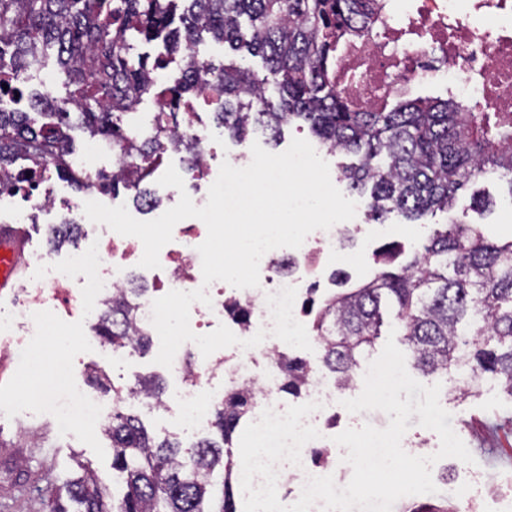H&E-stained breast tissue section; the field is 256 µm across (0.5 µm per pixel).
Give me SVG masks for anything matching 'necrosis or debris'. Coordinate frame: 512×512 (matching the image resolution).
Segmentation results:
<instances>
[{
	"mask_svg": "<svg viewBox=\"0 0 512 512\" xmlns=\"http://www.w3.org/2000/svg\"><path fill=\"white\" fill-rule=\"evenodd\" d=\"M385 24L376 37L358 38L340 33L331 78L345 87L352 107L362 111L383 110L390 99L407 97L415 87L426 86L448 91L450 96L490 112L512 113V0H383ZM106 168L100 161L81 165L87 186L83 198L55 199L49 193L32 191L17 194L19 215L31 210H65L71 222L83 229L82 244L66 259L43 252L33 258L35 277L22 288L10 312H0V340L14 342L33 352V364L51 363L54 373L66 382L70 401L66 406L50 405L52 413H65L83 427L98 431L111 418L117 402L75 383L71 353L46 361L43 340L45 321H53L64 332L97 319L106 301L125 288L138 271L143 255L141 241L120 235L104 224L90 221L84 213L86 201H102L98 175ZM339 226L307 236L297 249L278 248L267 252L259 265L260 285L238 289L225 282L204 284L197 263V247L207 237L203 224H178L173 239L161 249L159 268L150 270L151 289L136 300V324L140 331L154 334L152 303L169 291L206 288L211 305L196 302L190 327L206 334L224 320L228 301L248 303L250 317L239 325L237 335L247 339L267 330L258 348L235 347L233 359L216 357L204 362L175 360L171 370L181 381L176 393L179 404L177 426L193 435L211 423L210 411L216 396L210 395L212 376L224 370L228 380L252 392L249 418L259 422L264 409L284 413L286 404L279 395V377L273 373L254 374L251 365L256 353H263L269 364H276L287 345L271 336L273 322L266 296L286 286L297 289L293 314L305 320L312 309L306 300L318 284L324 266L334 251ZM208 399H201V392ZM325 438L306 443L300 464L278 473L280 501L299 499L311 476H327L331 465L317 463L314 450L324 448Z\"/></svg>",
	"mask_w": 512,
	"mask_h": 512,
	"instance_id": "obj_1",
	"label": "necrosis or debris"
}]
</instances>
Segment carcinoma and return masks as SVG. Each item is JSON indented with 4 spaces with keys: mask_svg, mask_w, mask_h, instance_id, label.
Here are the masks:
<instances>
[{
    "mask_svg": "<svg viewBox=\"0 0 512 512\" xmlns=\"http://www.w3.org/2000/svg\"><path fill=\"white\" fill-rule=\"evenodd\" d=\"M376 2L0 0V104L5 97L28 102L25 112L0 107V194L16 192L27 170L41 165L83 191L69 134L74 114L84 132L119 160L117 173L100 172V190L114 194L123 187L143 207L158 204L146 182L164 156L184 153L190 170L199 158L194 144L175 135L177 114L192 109L188 96L213 93L216 121L237 140L258 125L276 141L285 125L300 120L330 152L359 156L342 175L351 188L370 190L374 220L394 211L411 221L447 212L460 190L487 174L506 179L512 195V113L475 112L450 96L360 112L329 81L339 31L370 34ZM204 33L260 57L268 75L200 56ZM155 40L163 42L165 55L133 53L134 42ZM176 58L183 67L164 86L159 75ZM51 64L72 86L61 99L32 84ZM148 101L164 103L167 135L157 132L160 118L154 115L144 136L124 127V119ZM128 144L136 151L131 164L125 162ZM384 300L395 306L400 335L424 374H489L512 397V240L498 243L453 221L407 264L325 296L313 331L337 387L355 381L360 357L380 336ZM130 315L122 298L107 304L94 325L96 336L115 352L146 350L150 337L125 331ZM281 363V391L299 393L306 363L285 356ZM113 392L160 401L164 389L159 378L144 377ZM249 407L247 388L225 391L224 402L212 409L220 440L186 449L151 436L131 404L116 407L103 429L112 448V488L82 464L76 477L56 488L49 512H237L236 464L224 448L231 447ZM218 471L224 475L219 491L213 483Z\"/></svg>",
    "mask_w": 512,
    "mask_h": 512,
    "instance_id": "carcinoma-1",
    "label": "carcinoma"
}]
</instances>
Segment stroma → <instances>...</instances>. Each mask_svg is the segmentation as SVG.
<instances>
[{
    "label": "stroma",
    "instance_id": "1",
    "mask_svg": "<svg viewBox=\"0 0 512 512\" xmlns=\"http://www.w3.org/2000/svg\"><path fill=\"white\" fill-rule=\"evenodd\" d=\"M475 189L484 191L493 201L490 211H472L470 191H463L452 213H437L417 222L390 215L389 234L365 238L362 230L372 220L365 209L354 218L358 231L340 239L338 261L328 263L326 273L343 272L352 282L373 278L381 267L384 245H391L398 263L410 260L435 231L445 229L449 218L478 225L493 240L512 239V190L506 182L489 177L479 180ZM474 189V190H475ZM68 220L63 212L38 213L35 221H17L10 210L0 211V230L18 234L24 253L51 250L49 228L61 227ZM159 338L149 348L133 355H115L104 370L110 385L119 389L132 386L138 379L169 377L166 367L156 364ZM459 376L442 382L440 403L451 415V424L474 458L473 464L457 462L449 478H442L443 463L432 468L438 489L434 495H410L399 499V508L429 501L453 502L462 492L474 495L479 512H500L502 504L489 493L485 477L495 484L512 485V397L505 394L491 377L479 381L477 393L459 398ZM60 392L51 370L32 369L20 345L0 353V512H48L51 489L61 486L76 474L75 457H82L104 484L112 482V451L103 435L82 428L77 422H65L46 412V401Z\"/></svg>",
    "mask_w": 512,
    "mask_h": 512
}]
</instances>
